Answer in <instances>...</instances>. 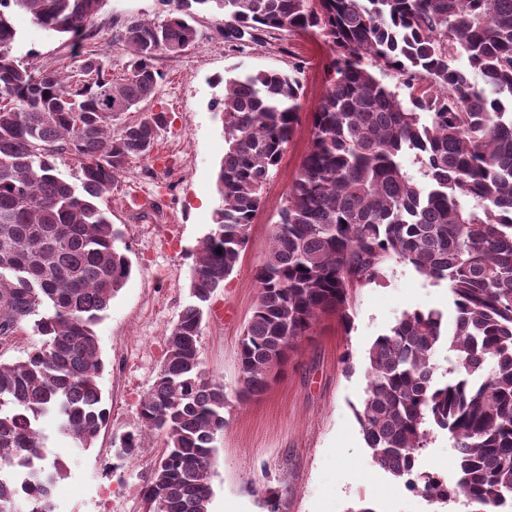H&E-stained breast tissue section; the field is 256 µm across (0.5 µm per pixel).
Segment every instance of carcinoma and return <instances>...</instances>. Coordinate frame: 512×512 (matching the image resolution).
<instances>
[{
  "instance_id": "carcinoma-1",
  "label": "carcinoma",
  "mask_w": 512,
  "mask_h": 512,
  "mask_svg": "<svg viewBox=\"0 0 512 512\" xmlns=\"http://www.w3.org/2000/svg\"><path fill=\"white\" fill-rule=\"evenodd\" d=\"M162 2L161 22L104 24L103 0H0V339L28 323L43 336L27 357L0 360V461L19 458L29 469L26 512H54L52 487L65 474L58 459L28 468L45 460L40 419L54 416L78 448L91 447L107 422L94 326L132 265L99 201L129 160L153 153L166 117L140 106L162 79L155 61L195 44L202 13L223 16L228 42L299 32L332 51L308 149L256 270L258 299L238 351L242 396L264 392L323 316L349 329L354 291L387 262L409 265L446 284L454 323L414 310L372 343L366 397L355 409L367 447L411 491L512 512V0ZM14 10L66 37L87 79L19 62ZM102 28L131 51L123 78L83 50ZM297 73L224 79L221 204L195 249L191 301L139 407L144 429L164 441L141 490L150 512H208L226 395L203 369L204 308L238 263L299 123ZM63 154L78 167L77 185L57 171ZM442 344L455 359L446 380L431 363ZM431 425L454 440L453 486L414 473ZM141 439L123 437L121 453L137 456ZM17 508V487L0 476V512Z\"/></svg>"
}]
</instances>
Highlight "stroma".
Masks as SVG:
<instances>
[{
    "label": "stroma",
    "mask_w": 512,
    "mask_h": 512,
    "mask_svg": "<svg viewBox=\"0 0 512 512\" xmlns=\"http://www.w3.org/2000/svg\"><path fill=\"white\" fill-rule=\"evenodd\" d=\"M13 23L19 33L13 54L20 62L36 70H75L62 37L23 12ZM196 28L194 46L156 61L163 78L143 108L164 112L166 123L150 159L127 164L109 203L132 274L95 327L107 423L95 445L84 449L61 436L54 420L41 422L47 460L66 466L53 488L56 512H146L141 488L162 440L143 435L138 409L156 379L166 336L190 300L194 250L219 204L216 174L225 142L215 104L229 72L288 71L297 63L303 66L300 122L264 188L247 247L213 295L201 328L203 366L223 381L227 396L224 430L214 442L209 512H358L366 504L375 512H448L374 464L354 414L365 397L373 341L416 309L453 315L445 285L389 262L381 278L358 288L350 330L335 317L321 318L273 372L268 389L241 399L237 355L258 297L256 269L308 147L310 114L327 91L330 51L296 34L236 45L225 40L218 15L200 16ZM130 433L143 436L134 458L117 452ZM455 455L448 432L434 431L417 455L416 470L455 483Z\"/></svg>",
    "instance_id": "stroma-1"
}]
</instances>
